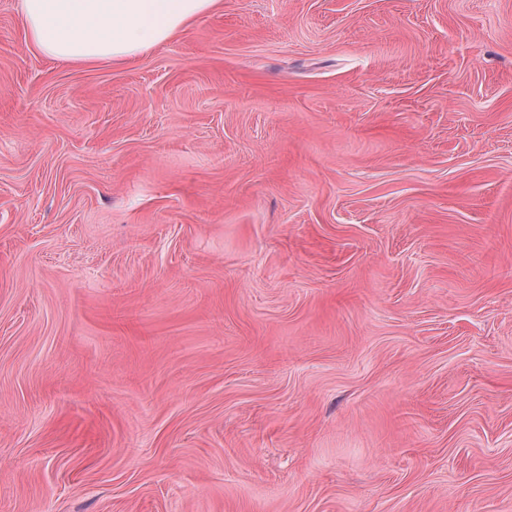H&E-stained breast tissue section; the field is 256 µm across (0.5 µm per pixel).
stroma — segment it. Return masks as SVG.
Returning a JSON list of instances; mask_svg holds the SVG:
<instances>
[{
    "mask_svg": "<svg viewBox=\"0 0 512 512\" xmlns=\"http://www.w3.org/2000/svg\"><path fill=\"white\" fill-rule=\"evenodd\" d=\"M0 512H512V0H0ZM218 0H20L43 55L75 66L123 62L160 45Z\"/></svg>",
    "mask_w": 512,
    "mask_h": 512,
    "instance_id": "stroma-1",
    "label": "stroma"
}]
</instances>
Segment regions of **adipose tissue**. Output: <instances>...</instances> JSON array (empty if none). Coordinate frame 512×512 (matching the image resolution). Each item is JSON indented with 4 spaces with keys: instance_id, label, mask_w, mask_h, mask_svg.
Wrapping results in <instances>:
<instances>
[{
    "instance_id": "obj_1",
    "label": "adipose tissue",
    "mask_w": 512,
    "mask_h": 512,
    "mask_svg": "<svg viewBox=\"0 0 512 512\" xmlns=\"http://www.w3.org/2000/svg\"><path fill=\"white\" fill-rule=\"evenodd\" d=\"M217 0H20L43 55L75 66L122 62L160 45Z\"/></svg>"
}]
</instances>
